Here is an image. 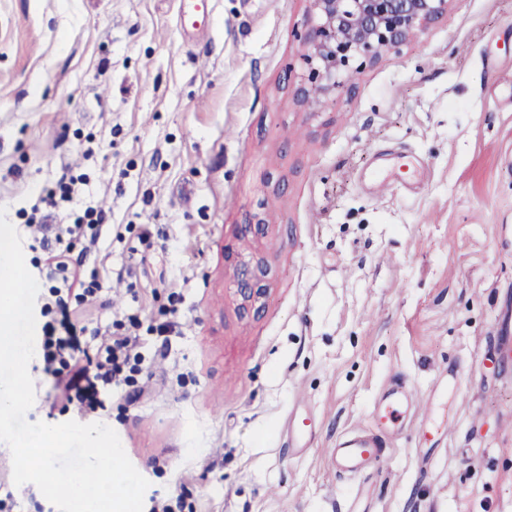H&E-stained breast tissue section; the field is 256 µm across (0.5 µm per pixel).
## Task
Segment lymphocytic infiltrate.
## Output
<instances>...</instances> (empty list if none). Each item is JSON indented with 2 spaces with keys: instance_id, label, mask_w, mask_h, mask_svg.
Returning a JSON list of instances; mask_svg holds the SVG:
<instances>
[{
  "instance_id": "obj_1",
  "label": "lymphocytic infiltrate",
  "mask_w": 512,
  "mask_h": 512,
  "mask_svg": "<svg viewBox=\"0 0 512 512\" xmlns=\"http://www.w3.org/2000/svg\"><path fill=\"white\" fill-rule=\"evenodd\" d=\"M83 177L61 176L47 187L27 219L32 231L31 251L41 252L39 268L50 301V316L39 338L43 371L50 378L55 401L84 413L105 414L112 390L133 386L148 372L140 352L142 335L136 318H101L110 309L97 271H85L73 254L75 240L96 249L103 215L88 207L74 214L72 223H52L53 209L71 203Z\"/></svg>"
}]
</instances>
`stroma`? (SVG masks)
<instances>
[{"label": "stroma", "mask_w": 512, "mask_h": 512, "mask_svg": "<svg viewBox=\"0 0 512 512\" xmlns=\"http://www.w3.org/2000/svg\"><path fill=\"white\" fill-rule=\"evenodd\" d=\"M180 7L0 0V206L23 224L68 169L87 182L57 223L104 212L86 263L113 312L146 326L152 364L105 423L147 497L512 512V361L495 358L512 325V0H449L314 108L289 71L307 0ZM380 152L413 162V188L365 184ZM400 384L431 396L428 418L409 410L379 464L337 473V440L373 428ZM26 418L97 420L55 404L46 379Z\"/></svg>", "instance_id": "35a3bbf8"}]
</instances>
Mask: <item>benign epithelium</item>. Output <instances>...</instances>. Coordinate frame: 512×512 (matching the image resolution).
I'll use <instances>...</instances> for the list:
<instances>
[{
	"instance_id": "obj_1",
	"label": "benign epithelium",
	"mask_w": 512,
	"mask_h": 512,
	"mask_svg": "<svg viewBox=\"0 0 512 512\" xmlns=\"http://www.w3.org/2000/svg\"><path fill=\"white\" fill-rule=\"evenodd\" d=\"M311 25L294 36L308 47L303 79L327 96L398 52L415 31L448 12V0H309Z\"/></svg>"
}]
</instances>
